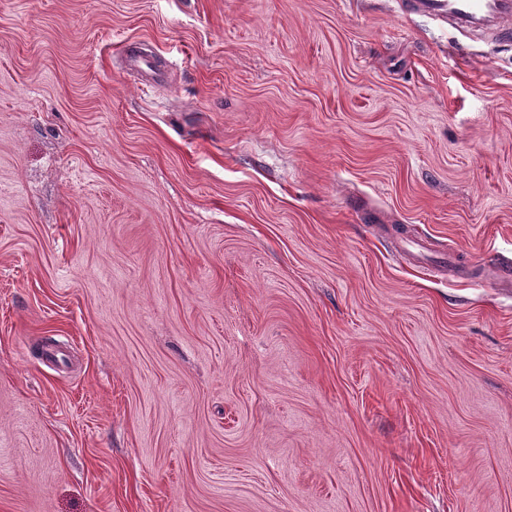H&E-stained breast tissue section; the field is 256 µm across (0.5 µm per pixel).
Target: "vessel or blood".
I'll list each match as a JSON object with an SVG mask.
<instances>
[{
  "label": "vessel or blood",
  "instance_id": "vessel-or-blood-1",
  "mask_svg": "<svg viewBox=\"0 0 512 512\" xmlns=\"http://www.w3.org/2000/svg\"><path fill=\"white\" fill-rule=\"evenodd\" d=\"M409 13L448 21L458 32L491 28L496 39L512 43V0H403Z\"/></svg>",
  "mask_w": 512,
  "mask_h": 512
}]
</instances>
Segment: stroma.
I'll return each instance as SVG.
<instances>
[{"label": "stroma", "instance_id": "1", "mask_svg": "<svg viewBox=\"0 0 512 512\" xmlns=\"http://www.w3.org/2000/svg\"><path fill=\"white\" fill-rule=\"evenodd\" d=\"M511 271L512 45L0 0V512H512Z\"/></svg>", "mask_w": 512, "mask_h": 512}]
</instances>
